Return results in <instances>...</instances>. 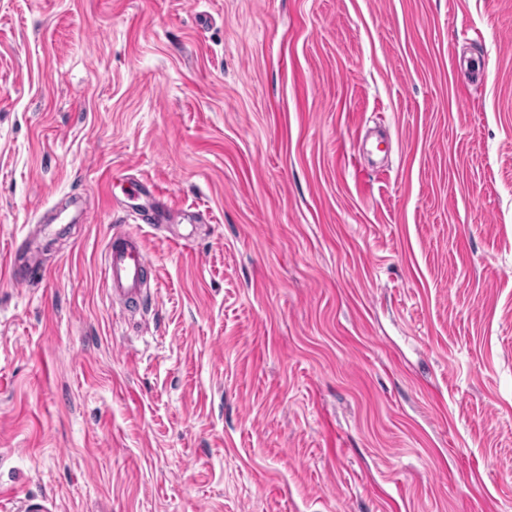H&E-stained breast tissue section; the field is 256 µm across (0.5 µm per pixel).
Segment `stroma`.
Listing matches in <instances>:
<instances>
[{"label":"stroma","mask_w":512,"mask_h":512,"mask_svg":"<svg viewBox=\"0 0 512 512\" xmlns=\"http://www.w3.org/2000/svg\"><path fill=\"white\" fill-rule=\"evenodd\" d=\"M74 194L0 512H512V0H0V259ZM152 267L143 237L138 232L117 230L108 237L105 250L104 279L112 295L140 301L147 295L144 280Z\"/></svg>","instance_id":"35a3bbf8"}]
</instances>
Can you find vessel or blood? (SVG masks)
I'll return each mask as SVG.
<instances>
[{"instance_id":"obj_1","label":"vessel or blood","mask_w":512,"mask_h":512,"mask_svg":"<svg viewBox=\"0 0 512 512\" xmlns=\"http://www.w3.org/2000/svg\"><path fill=\"white\" fill-rule=\"evenodd\" d=\"M151 266L140 233L117 230L109 235L103 274L112 294L130 301L141 300L145 293V275Z\"/></svg>"}]
</instances>
